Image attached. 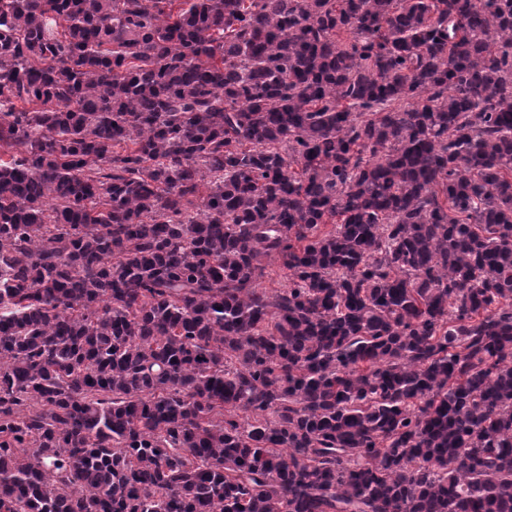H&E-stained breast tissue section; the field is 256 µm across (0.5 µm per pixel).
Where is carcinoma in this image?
<instances>
[{"instance_id":"cac0c4a2","label":"carcinoma","mask_w":512,"mask_h":512,"mask_svg":"<svg viewBox=\"0 0 512 512\" xmlns=\"http://www.w3.org/2000/svg\"><path fill=\"white\" fill-rule=\"evenodd\" d=\"M0 512H512V0H0Z\"/></svg>"}]
</instances>
